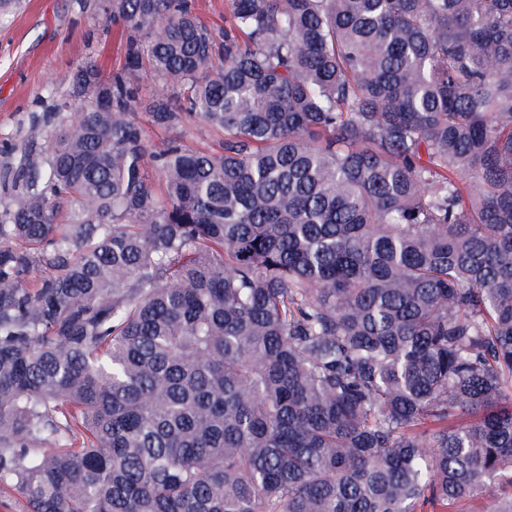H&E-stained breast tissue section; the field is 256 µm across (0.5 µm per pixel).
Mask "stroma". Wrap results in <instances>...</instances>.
<instances>
[{"label":"stroma","instance_id":"obj_1","mask_svg":"<svg viewBox=\"0 0 512 512\" xmlns=\"http://www.w3.org/2000/svg\"><path fill=\"white\" fill-rule=\"evenodd\" d=\"M108 0H11L0 5V170L16 165L11 145L42 148L35 118L68 90L86 61L110 71L123 60L121 30L107 19Z\"/></svg>","mask_w":512,"mask_h":512}]
</instances>
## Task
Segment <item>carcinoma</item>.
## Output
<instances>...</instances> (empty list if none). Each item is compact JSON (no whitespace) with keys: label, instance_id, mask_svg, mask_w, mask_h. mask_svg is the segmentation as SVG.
I'll use <instances>...</instances> for the list:
<instances>
[{"label":"carcinoma","instance_id":"1","mask_svg":"<svg viewBox=\"0 0 512 512\" xmlns=\"http://www.w3.org/2000/svg\"><path fill=\"white\" fill-rule=\"evenodd\" d=\"M228 5L111 0L121 68L0 174V493L512 512V0ZM227 0H194L196 12L207 25L224 26V12ZM147 138L150 145L155 149L163 147L164 143L172 138L181 139L188 147L192 149H205L213 145L214 136L210 130L198 124H187L178 126L168 130L156 129L151 126H146Z\"/></svg>","mask_w":512,"mask_h":512}]
</instances>
